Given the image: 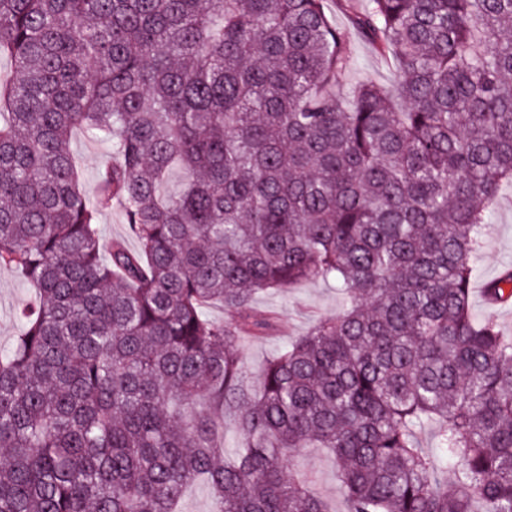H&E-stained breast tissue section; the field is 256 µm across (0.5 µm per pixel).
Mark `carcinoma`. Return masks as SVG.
I'll list each match as a JSON object with an SVG mask.
<instances>
[{
  "mask_svg": "<svg viewBox=\"0 0 512 512\" xmlns=\"http://www.w3.org/2000/svg\"><path fill=\"white\" fill-rule=\"evenodd\" d=\"M324 2L0 0V269L37 290L0 354V512H176L198 479L211 512H330L306 448L348 512H512V340L470 303L512 186V0H336L397 71L346 90ZM77 129L112 142L91 195ZM115 202L136 252L101 242ZM306 280L341 310L255 391L251 305ZM292 474H305L313 480L314 492L327 499L336 512H345L347 505L337 492V467L335 458L323 448H306L290 461Z\"/></svg>",
  "mask_w": 512,
  "mask_h": 512,
  "instance_id": "cac0c4a2",
  "label": "carcinoma"
}]
</instances>
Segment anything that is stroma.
Returning a JSON list of instances; mask_svg holds the SVG:
<instances>
[{
	"label": "stroma",
	"instance_id": "obj_1",
	"mask_svg": "<svg viewBox=\"0 0 512 512\" xmlns=\"http://www.w3.org/2000/svg\"><path fill=\"white\" fill-rule=\"evenodd\" d=\"M352 65L347 81H371L388 87L396 77L393 64L361 39H353ZM71 151L81 166L82 186L93 192L98 171L112 157V145L107 140L75 132ZM479 269L471 289L472 311L476 317L489 316L498 324L503 335L512 336V303L489 306L483 295L486 282L496 279L503 270L512 267V192L504 191L491 215V230L476 259ZM33 290L18 274L0 270V351L10 348L21 332L14 317L32 297ZM342 298L333 285L322 281H304L281 291L263 294L254 301L258 313L273 315V326L264 335L245 336L238 343L242 368L246 374L258 375L268 359L288 342L305 333L313 322L339 312ZM289 469L294 474L307 475L314 492L327 499L336 512H346L347 505L337 492L335 458L325 449L308 448L292 458Z\"/></svg>",
	"mask_w": 512,
	"mask_h": 512
}]
</instances>
